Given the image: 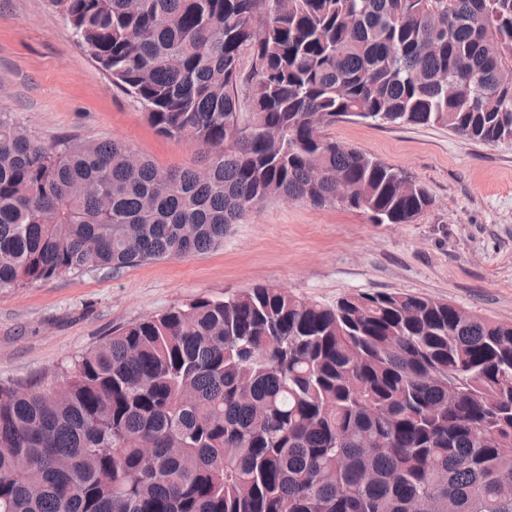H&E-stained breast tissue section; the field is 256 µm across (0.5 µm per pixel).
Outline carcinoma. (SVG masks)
Returning <instances> with one entry per match:
<instances>
[{
	"label": "carcinoma",
	"mask_w": 512,
	"mask_h": 512,
	"mask_svg": "<svg viewBox=\"0 0 512 512\" xmlns=\"http://www.w3.org/2000/svg\"><path fill=\"white\" fill-rule=\"evenodd\" d=\"M49 2L196 153L0 117L1 290L207 252L271 197L414 223L426 187L327 136L342 116L512 143V0ZM0 512H512V323L404 292L197 297L60 384L0 383Z\"/></svg>",
	"instance_id": "1"
}]
</instances>
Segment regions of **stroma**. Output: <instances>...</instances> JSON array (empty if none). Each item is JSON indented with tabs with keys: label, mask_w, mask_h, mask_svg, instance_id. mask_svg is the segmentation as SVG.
I'll use <instances>...</instances> for the list:
<instances>
[{
	"label": "stroma",
	"mask_w": 512,
	"mask_h": 512,
	"mask_svg": "<svg viewBox=\"0 0 512 512\" xmlns=\"http://www.w3.org/2000/svg\"><path fill=\"white\" fill-rule=\"evenodd\" d=\"M1 112L45 144L118 139L162 168L194 155L155 133L49 0H0ZM326 133L406 170L433 205L414 223L377 224L338 204L271 198L205 254L2 289L0 381L61 372L128 324L259 284L324 306L358 292L418 293L512 322V144L353 118Z\"/></svg>",
	"instance_id": "stroma-1"
}]
</instances>
